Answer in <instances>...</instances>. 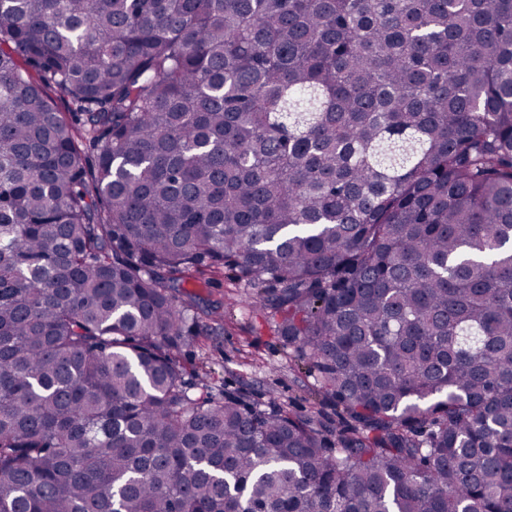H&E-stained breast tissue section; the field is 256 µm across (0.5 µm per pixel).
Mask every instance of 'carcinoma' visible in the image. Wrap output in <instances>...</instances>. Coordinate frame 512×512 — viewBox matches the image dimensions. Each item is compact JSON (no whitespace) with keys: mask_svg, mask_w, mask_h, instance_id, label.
Here are the masks:
<instances>
[{"mask_svg":"<svg viewBox=\"0 0 512 512\" xmlns=\"http://www.w3.org/2000/svg\"><path fill=\"white\" fill-rule=\"evenodd\" d=\"M0 512H512V0H0ZM183 286L196 296L195 311L204 329L213 326V320H224L223 336H186L181 358L188 371L202 361L211 369L207 379H193V392L209 386L219 397L224 390H242L262 403L275 398L297 413L320 408L322 397L309 390L313 379L297 372L291 350L277 334V317L262 311L247 288L208 271L202 283Z\"/></svg>","mask_w":512,"mask_h":512,"instance_id":"1","label":"carcinoma"}]
</instances>
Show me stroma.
<instances>
[{
    "label": "stroma",
    "instance_id": "stroma-1",
    "mask_svg": "<svg viewBox=\"0 0 512 512\" xmlns=\"http://www.w3.org/2000/svg\"><path fill=\"white\" fill-rule=\"evenodd\" d=\"M202 325L224 323L220 336L187 337L181 358L187 368L208 363L211 373L195 383L196 390L211 389L215 396L227 390H242L259 402L276 400L291 411L306 413L322 398L311 393V381L298 373L290 351L277 334V319L262 311L247 288L224 277L209 284L189 283Z\"/></svg>",
    "mask_w": 512,
    "mask_h": 512
}]
</instances>
